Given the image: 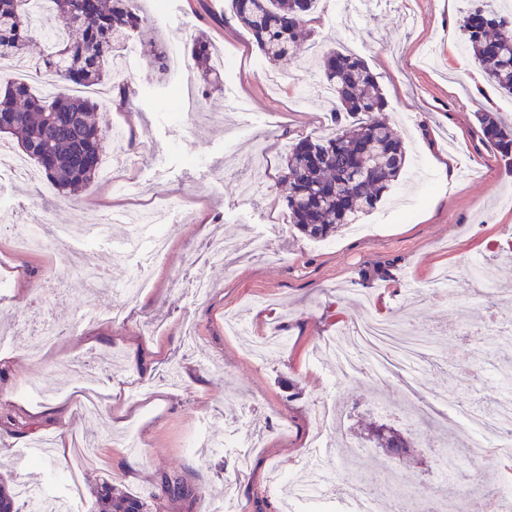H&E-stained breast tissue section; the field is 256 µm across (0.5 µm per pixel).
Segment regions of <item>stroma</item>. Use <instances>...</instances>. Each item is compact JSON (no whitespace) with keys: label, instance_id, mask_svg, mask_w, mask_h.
<instances>
[{"label":"stroma","instance_id":"1","mask_svg":"<svg viewBox=\"0 0 512 512\" xmlns=\"http://www.w3.org/2000/svg\"><path fill=\"white\" fill-rule=\"evenodd\" d=\"M149 33L120 46L129 60L131 105L100 106L103 128L121 127L123 147H103V163L151 190L182 193L184 213L166 232L169 249L154 272L150 293L90 296L67 251L17 255L0 228V322L17 332L14 350H0V469L14 470L19 455L35 457L31 443L50 436L80 437L97 451L79 476L52 454L26 468L42 502L66 512H87L101 484L151 497L168 477L192 489L185 499L159 498L157 512H211L215 496L230 493L236 512H282L283 490L274 472L303 474L322 506L343 512L344 492L356 474L378 476L389 467L402 477L397 494L414 495L435 481L441 421L422 426L409 458L394 460L366 443L360 454L316 452L312 409L336 404L329 443H356L362 424L376 421L406 430L414 407L399 390L400 373L372 382L338 372L319 359L321 342L370 316L434 330L439 361L421 366L425 396L451 398L455 413L489 411L501 399L493 358L464 334L512 317V300L492 302L488 282L512 288V169L487 142L475 120L482 107L512 120V95L488 85L467 50L459 21L470 0H317L288 67L268 63L251 34L234 17L229 0H166L157 10L139 0ZM207 36L214 59L224 60L219 83L204 88L195 68L155 75L149 46L167 50L180 41L190 55ZM344 48L377 75L387 106L386 123L400 135L407 163L389 194L351 229L324 241L301 234L288 219L282 168L298 138L327 135L334 123L333 95L317 94L325 82L322 56ZM267 161L252 168L255 140ZM256 177L263 191L246 200L238 178ZM146 198L124 195L105 180L92 183L72 203L46 180L0 179V208L17 222L38 206L57 224H100L109 210L140 208ZM239 241L241 251L223 261L204 256L218 236ZM147 246L130 242L129 229L111 225L103 238L79 251L113 283L130 282ZM447 277V291L437 280ZM64 291L49 319L69 327L61 343L35 364L18 353L28 341L21 318L30 316L50 278ZM211 292L194 301L196 281ZM95 300L102 319L85 322L83 306ZM146 347L133 363L131 344ZM47 386L43 395L24 387ZM95 387L102 409L81 418L75 401ZM245 432L257 435L248 470L237 472L224 436L242 409ZM210 445L192 449L199 426ZM37 457V456H36ZM457 472L478 484L512 482L503 449L487 448L472 464L469 448L455 455Z\"/></svg>","mask_w":512,"mask_h":512}]
</instances>
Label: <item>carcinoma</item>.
<instances>
[{"label":"carcinoma","mask_w":512,"mask_h":512,"mask_svg":"<svg viewBox=\"0 0 512 512\" xmlns=\"http://www.w3.org/2000/svg\"><path fill=\"white\" fill-rule=\"evenodd\" d=\"M52 13L68 21L62 39H47L41 58L45 71L62 82L94 86L111 79L116 46L127 31L142 30L147 18L136 0H48ZM316 0H231V9L259 51L272 64L288 62ZM467 49L489 84L512 94V12L493 10L485 0L460 23ZM37 32L27 0H0V60L25 58ZM201 67L212 60L210 44H193ZM327 82L345 115H363L353 124L339 123L328 137H302L289 146L283 180L290 222L317 241L330 238L371 212L391 189L406 162L401 139L381 119L385 101L366 62L343 50L322 56ZM97 105L80 95L56 92L38 96L22 83L0 86V134L16 139L21 152L61 194L76 193L99 174L103 134L95 118ZM483 136L502 157L512 159V126L497 113H476ZM371 437L391 456H403L413 439L385 425ZM92 512H152V500L132 492L101 487ZM0 512H21L16 483L0 481Z\"/></svg>","instance_id":"obj_1"}]
</instances>
